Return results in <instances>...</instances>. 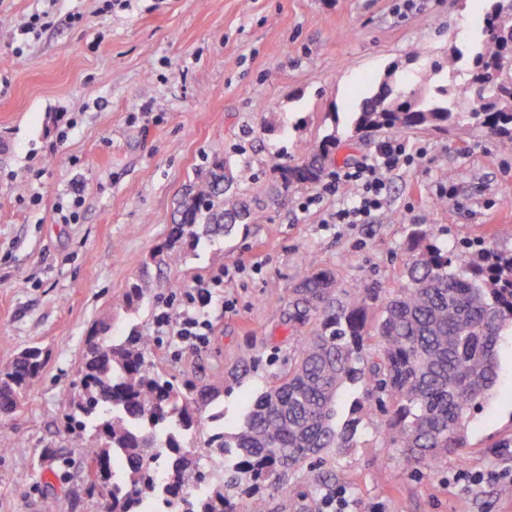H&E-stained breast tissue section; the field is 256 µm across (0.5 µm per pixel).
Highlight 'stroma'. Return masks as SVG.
Segmentation results:
<instances>
[{
  "label": "stroma",
  "mask_w": 512,
  "mask_h": 512,
  "mask_svg": "<svg viewBox=\"0 0 512 512\" xmlns=\"http://www.w3.org/2000/svg\"><path fill=\"white\" fill-rule=\"evenodd\" d=\"M0 0V370L37 345L46 364L22 407L0 431V512H104L88 489L64 403L79 381L94 326L112 338L152 337L151 359L175 386L217 384L225 430L272 381L293 345L281 315L297 282L333 270L342 287L404 285L411 229L472 254L482 244L512 252V151L469 122L442 134L375 133L336 154L360 161L398 138L407 157L386 172L383 206L369 224H334L358 195L324 183L280 188L269 154L299 162L333 113L348 112L387 72L404 88L443 82L433 64L449 47L467 50L489 0ZM54 23L38 37L21 27L37 11ZM149 113H142L143 105ZM75 121L67 140L57 134ZM246 171L231 192L279 191L231 235L186 239L176 262L162 248L188 189L212 166ZM453 190L439 197L441 187ZM79 218L61 223L72 188ZM215 289L213 333L182 342L157 318H178L197 281ZM143 289L137 309L123 301ZM365 421L355 448L327 450L312 470L292 472L287 490L233 491L236 512L262 496L267 512H321L344 489L348 512H512V480L454 481L461 469L512 471V335L500 350L495 396L468 432L469 446L418 472ZM54 458L45 461L44 449Z\"/></svg>",
  "instance_id": "35a3bbf8"
}]
</instances>
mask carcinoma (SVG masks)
Wrapping results in <instances>:
<instances>
[{"mask_svg":"<svg viewBox=\"0 0 512 512\" xmlns=\"http://www.w3.org/2000/svg\"><path fill=\"white\" fill-rule=\"evenodd\" d=\"M502 12L500 0H491L471 66H459L462 53L448 51L452 86L405 98L389 74L374 94L353 104L348 126L333 125L301 161L270 156L280 187L320 182L344 143L384 128L446 131L474 118L512 151V26H499ZM233 181L220 164L194 187L166 244L170 259L186 236H225L250 220L256 201L224 198ZM411 242L407 281L387 297L372 328L368 311L382 289L343 288L326 269L302 278L283 312L298 332L288 362L249 399L242 422L232 431L218 429L201 449L193 435L203 421L224 416L201 417L218 391L161 380L150 360L151 337L133 331L116 343L107 336L109 324H101L82 355L65 418L82 435L90 488L107 491L105 512H153L148 448L165 456L161 497L168 512H235L228 489L244 480L286 486L289 473L313 465L323 451L355 447L359 426L375 407L388 414L379 435L407 468L461 454L472 413L499 383L503 331L512 325V254L488 248L467 261L419 229ZM314 316L320 329L301 332ZM43 367L42 350L32 346L0 372L1 429ZM349 384L363 385L364 396L340 422ZM217 458L224 460V478L215 484L208 467Z\"/></svg>","mask_w":512,"mask_h":512,"instance_id":"obj_1","label":"carcinoma"}]
</instances>
